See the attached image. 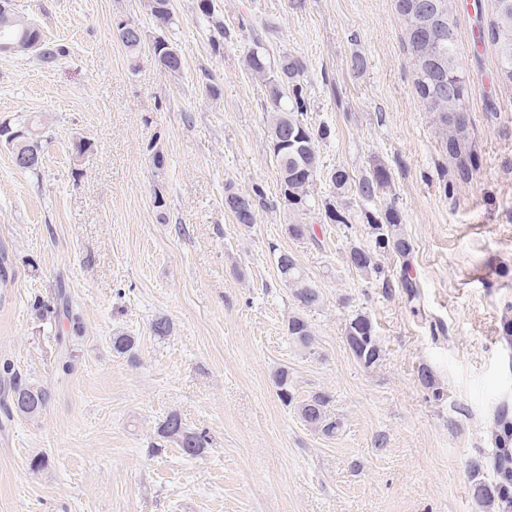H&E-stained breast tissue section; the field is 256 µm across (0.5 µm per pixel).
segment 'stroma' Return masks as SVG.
<instances>
[{
	"label": "stroma",
	"instance_id": "35a3bbf8",
	"mask_svg": "<svg viewBox=\"0 0 512 512\" xmlns=\"http://www.w3.org/2000/svg\"><path fill=\"white\" fill-rule=\"evenodd\" d=\"M213 2L245 30L213 52L196 0H172L174 77L148 49L159 29L146 0H12L67 55H0V123L39 115L50 137L36 175L0 145V512H484L471 464L494 479L495 422L512 412V86L479 38L494 0L453 2L464 167L416 92L395 0ZM121 20L144 31L138 58ZM255 32L303 60L306 119L331 131L315 200L331 197L332 169L390 174L373 200L336 201L348 223L308 215L305 237L286 230L266 91L244 60ZM228 183L264 188L254 224L225 210ZM389 207L411 266L385 250L381 274H362L349 251L373 247L366 216ZM284 251L319 308L302 311L281 281ZM300 312L308 349L286 334ZM358 313L382 347L371 367L346 341ZM160 318L169 335L153 333ZM121 335L134 339L125 354ZM283 367L297 401L331 393L335 437L280 400ZM17 379L47 390L37 416L14 409ZM173 412L206 433L200 456L160 437Z\"/></svg>",
	"mask_w": 512,
	"mask_h": 512
}]
</instances>
